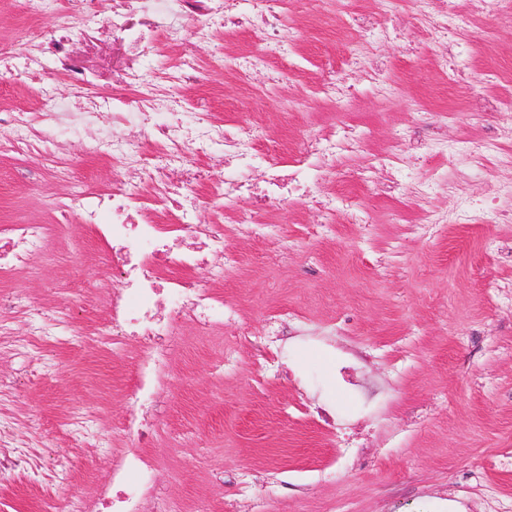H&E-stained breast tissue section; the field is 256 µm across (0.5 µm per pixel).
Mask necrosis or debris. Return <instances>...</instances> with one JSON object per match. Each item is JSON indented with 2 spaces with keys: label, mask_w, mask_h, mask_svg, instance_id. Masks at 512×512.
<instances>
[{
  "label": "necrosis or debris",
  "mask_w": 512,
  "mask_h": 512,
  "mask_svg": "<svg viewBox=\"0 0 512 512\" xmlns=\"http://www.w3.org/2000/svg\"><path fill=\"white\" fill-rule=\"evenodd\" d=\"M303 2L306 12L298 18L289 11V0H112L111 10L94 20L61 10L53 38L27 23L17 39L0 42L6 76H13V62L19 59L28 79L49 65L84 88L78 101L57 104L54 118L39 128L28 110L0 109V132L18 150L38 145L48 155L56 131H69L82 136L86 157L111 159L122 172L111 192L84 191L66 204L107 244L108 274L98 289L110 313L113 347L134 338L141 349L130 393L132 412L124 423L127 449L112 469V485L96 502L72 501L71 512H139L141 500L155 492L157 468L145 452L153 439L148 416L167 376L172 339L183 322L214 331L235 314L223 291L237 265L224 246L226 232L261 237L284 251V230L261 220L260 212L294 203L322 212L331 225L337 212L357 211L353 197L323 189L336 179L338 146L351 147L361 139L353 128L306 138L290 150L266 146L258 124L173 123L170 115L203 85V69L191 59L175 58L173 91L163 95L145 65L160 46L187 33L209 44L214 62L228 69L244 70L258 54L287 59L289 35L302 23L336 33L333 0ZM424 2L425 39L441 43L444 57L457 60L459 50L448 33L458 14L447 0ZM105 32L112 36L111 51L100 66L112 72V91L99 94L88 91L90 65L73 52L70 41L79 34L94 45ZM106 113L112 116L111 129L89 135ZM129 124L139 127L137 138L123 136L121 129ZM202 194L212 203L206 220L184 202ZM242 196L252 199V213L234 209V199ZM48 248L47 225H0L1 271L27 269Z\"/></svg>",
  "instance_id": "1"
}]
</instances>
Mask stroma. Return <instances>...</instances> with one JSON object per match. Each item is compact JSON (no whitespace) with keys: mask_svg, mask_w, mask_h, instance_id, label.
I'll list each match as a JSON object with an SVG mask.
<instances>
[{"mask_svg":"<svg viewBox=\"0 0 512 512\" xmlns=\"http://www.w3.org/2000/svg\"><path fill=\"white\" fill-rule=\"evenodd\" d=\"M452 30L461 52L465 97H457L439 47L420 34L415 0L387 17V37L368 35L370 59L388 77L382 99L365 72L348 71L354 96L315 100L310 77L269 87L274 58L243 77L212 64L209 45L185 38L151 60L157 90L171 54L193 53L208 68V116L259 120L269 139L303 141L350 125L360 148L341 152L339 169L367 221L308 233L320 215L300 205L277 211L292 246L275 256L263 239L228 235L240 264L224 292L238 305L224 339L199 336L185 323L155 417L160 433L149 453L158 462L157 496L141 512H188L206 500L211 512H489L491 499L512 503V165L489 163L478 149L512 117V85L491 84L488 69H512V19L471 15ZM44 95L30 102V80L0 85V97L38 115L54 111L73 88L45 68ZM448 107L440 120L437 105ZM57 153L87 188L108 187L110 161L88 160L81 141L64 136ZM441 165L443 182L427 194L416 177ZM402 176L390 188V173ZM65 181L36 155L14 153L0 138V223L32 224L58 216ZM485 201L507 219L468 221L423 234L427 208L464 209ZM106 247L73 221L51 256L27 274L0 276L40 305L74 308L78 325L97 331L88 346L56 336L27 357L0 348V419L12 442L41 457L37 469L0 472V512H39L42 500L109 484L105 459L121 449L112 424L129 411L125 385L133 348L117 353L103 336L104 314L74 303L71 280L94 287ZM290 307L300 320L282 343L274 372H262L256 344L272 311ZM236 365L218 368L222 344ZM329 411L339 431L325 432L306 407Z\"/></svg>","mask_w":512,"mask_h":512,"instance_id":"obj_1","label":"stroma"}]
</instances>
